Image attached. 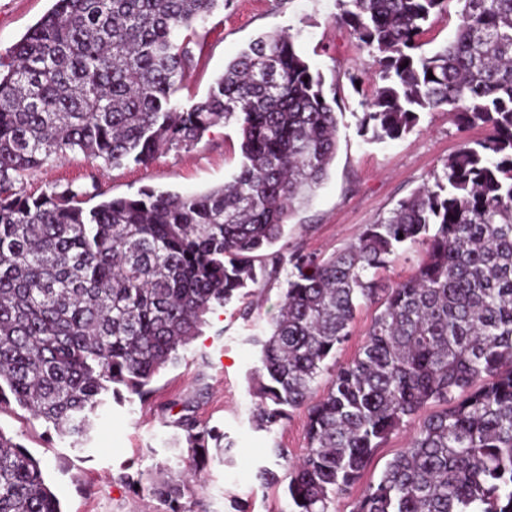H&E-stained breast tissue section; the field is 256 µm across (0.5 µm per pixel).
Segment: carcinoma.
<instances>
[{"instance_id": "cac0c4a2", "label": "carcinoma", "mask_w": 512, "mask_h": 512, "mask_svg": "<svg viewBox=\"0 0 512 512\" xmlns=\"http://www.w3.org/2000/svg\"><path fill=\"white\" fill-rule=\"evenodd\" d=\"M460 5L452 40L419 41ZM336 25L379 57L362 126L406 135L443 106L486 128L442 173L362 227L327 259L293 252L261 343L257 427L307 411V448L288 470L289 512H332L375 451L424 407L407 448L351 512H512V0H338ZM224 0H55L0 63V405L15 402L73 443L97 411L147 398L153 379L202 334L206 316L249 285L296 204L327 175L337 120L320 73L286 33L252 40L189 106L209 17ZM434 78H428V74ZM234 124L240 163L200 194L142 188L101 196L83 184L23 190L32 170L72 152L101 166H148ZM417 247L414 275L379 272ZM382 310L356 358L326 360L351 335L357 306ZM330 374L321 399L314 385ZM187 473L232 444L195 417L176 421ZM116 481L162 512H191L184 474ZM0 512H62L40 461L0 431Z\"/></svg>"}]
</instances>
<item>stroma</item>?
Here are the masks:
<instances>
[{"mask_svg": "<svg viewBox=\"0 0 512 512\" xmlns=\"http://www.w3.org/2000/svg\"><path fill=\"white\" fill-rule=\"evenodd\" d=\"M53 5V0H0V56L22 38ZM337 0H226L206 26L205 48L179 94L184 104L204 97L224 66L256 37L285 31L313 69L325 78V93L337 101L338 149L328 175L310 199L289 217L277 252L327 258L353 243L363 225L388 217L397 202L440 173L449 154L467 140L483 137L480 127L460 129L447 110L423 114L400 139L371 141L361 126L377 65L347 29L336 26ZM363 74L352 87L347 72ZM240 161L235 125L212 127L192 150L160 154L149 166L93 167L83 155L34 170L25 180L29 193L54 184L96 182L105 197H122L140 188L183 194L221 185ZM290 271L254 295L216 308L209 324L177 364L156 376L147 401L131 398L102 408L91 441L72 447L43 421L17 405L0 407V430L39 460L62 512H159L148 494H134L114 483L122 471L151 472L156 465L184 468L173 444L175 421L183 406L196 418L224 432L233 447L226 462H212L188 501L192 512H283L284 486L269 485L261 470L283 474L306 448V414L298 409L272 431L257 428L253 385L260 368L257 338L278 310ZM287 449L279 457L278 449Z\"/></svg>", "mask_w": 512, "mask_h": 512, "instance_id": "obj_1", "label": "stroma"}]
</instances>
